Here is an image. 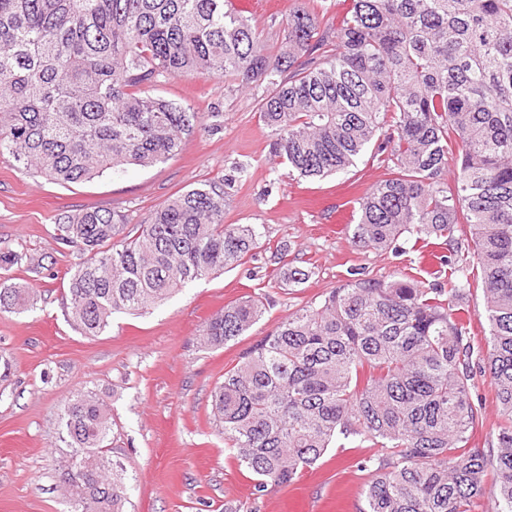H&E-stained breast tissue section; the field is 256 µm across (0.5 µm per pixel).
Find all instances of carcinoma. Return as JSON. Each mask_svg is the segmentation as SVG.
Instances as JSON below:
<instances>
[{"label":"carcinoma","mask_w":512,"mask_h":512,"mask_svg":"<svg viewBox=\"0 0 512 512\" xmlns=\"http://www.w3.org/2000/svg\"><path fill=\"white\" fill-rule=\"evenodd\" d=\"M327 13L295 11L273 56L228 0H0V155L60 185L152 167L200 121L140 87L199 75L267 83L258 112L271 151L304 177L343 173L371 152L392 173L356 200L352 243L443 238L452 256L457 225H468L486 355L473 358L462 322L468 269L448 261L446 288L356 269L224 373L213 424L258 497L352 437L380 449L360 462L370 480L359 512H474L485 497L493 512H512V0H344L336 19ZM241 172L174 195L133 230L115 211L59 218L60 239L86 254L68 281L75 329L98 336L114 314L145 313L242 264L264 225L224 223ZM274 259L290 287L312 276L284 250ZM31 301L26 288H0L1 313ZM265 310L261 298L225 305L204 344L236 340ZM476 370L501 418L491 458L472 446L483 424ZM111 427L90 391L60 414L61 480L76 512H125Z\"/></svg>","instance_id":"1"}]
</instances>
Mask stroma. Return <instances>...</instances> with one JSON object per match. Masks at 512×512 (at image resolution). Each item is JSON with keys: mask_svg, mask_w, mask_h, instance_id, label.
Instances as JSON below:
<instances>
[{"mask_svg": "<svg viewBox=\"0 0 512 512\" xmlns=\"http://www.w3.org/2000/svg\"><path fill=\"white\" fill-rule=\"evenodd\" d=\"M325 1L337 2L250 0L248 15L274 51L290 14L301 6L319 10ZM267 91L264 84L244 88L225 78L171 77L143 86L142 95L198 113L204 126L178 154L149 168L108 170L62 186L0 156V248L20 256L17 265L0 270V283L30 288L37 297L25 312L0 313V363L9 364L0 370V512H75L54 443L64 405L81 390L96 393L111 410V455L126 470V512H358L369 475L357 463L372 448H329L293 483L258 498L252 474L209 419L212 390L241 354L289 314L344 283L351 268L379 278L401 271L431 279L422 251L409 243L365 250L344 229L354 201L387 175L370 155L320 180L276 163L257 112ZM237 164L245 170L229 192L224 221L264 225L259 248L242 265L188 284L150 313L114 315L96 337L76 331L65 295L83 254L59 240V217L99 208L138 224L175 193L221 182ZM280 246L295 265L313 269L301 287L278 286ZM247 296L267 298L261 320L224 346H204L205 323ZM471 394L484 419L474 441L487 449L499 418L489 378L475 374Z\"/></svg>", "mask_w": 512, "mask_h": 512, "instance_id": "obj_1", "label": "stroma"}]
</instances>
